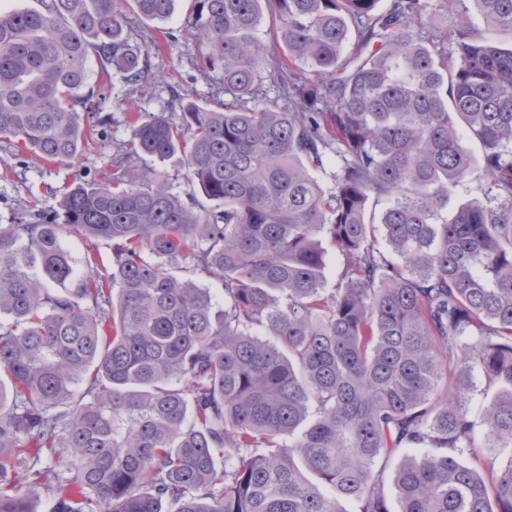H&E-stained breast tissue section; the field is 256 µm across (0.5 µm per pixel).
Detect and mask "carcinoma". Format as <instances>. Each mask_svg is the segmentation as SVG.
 <instances>
[{"instance_id": "obj_1", "label": "carcinoma", "mask_w": 512, "mask_h": 512, "mask_svg": "<svg viewBox=\"0 0 512 512\" xmlns=\"http://www.w3.org/2000/svg\"><path fill=\"white\" fill-rule=\"evenodd\" d=\"M128 2L179 0L0 13L1 139L81 154L90 59L149 76ZM379 2L191 0L224 100L135 113L112 178L0 224V512H36L31 486L51 512H512V47L471 17L512 35V0ZM143 155L185 158L190 191ZM476 168L484 197L448 216Z\"/></svg>"}]
</instances>
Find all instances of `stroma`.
Listing matches in <instances>:
<instances>
[{
	"label": "stroma",
	"mask_w": 512,
	"mask_h": 512,
	"mask_svg": "<svg viewBox=\"0 0 512 512\" xmlns=\"http://www.w3.org/2000/svg\"><path fill=\"white\" fill-rule=\"evenodd\" d=\"M146 82L133 86L121 76L94 82L92 109L106 116L104 137L92 142L76 159L47 163L33 154L17 156L9 142L0 141V224H16L27 217L32 200L56 206L60 192L74 181L99 182L112 173V146L130 140L133 112L165 113L177 117V101H213V90L200 76L202 59L191 40L182 38L150 58Z\"/></svg>",
	"instance_id": "35a3bbf8"
}]
</instances>
